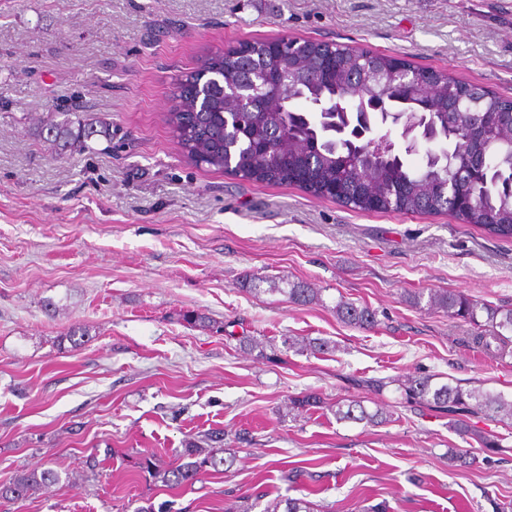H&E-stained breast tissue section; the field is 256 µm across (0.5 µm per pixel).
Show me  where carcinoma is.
I'll return each instance as SVG.
<instances>
[{"instance_id":"cac0c4a2","label":"carcinoma","mask_w":512,"mask_h":512,"mask_svg":"<svg viewBox=\"0 0 512 512\" xmlns=\"http://www.w3.org/2000/svg\"><path fill=\"white\" fill-rule=\"evenodd\" d=\"M391 66L387 56L363 54L349 47L327 42H306L305 48L285 43L284 50H274L262 41L252 45L249 55L241 58L238 70L225 73L224 55L210 53L200 58L198 66L177 87L178 105L169 114L178 143L195 164H204L243 178L266 183H288L299 170L302 187L318 198H332L358 210L377 208L405 214L448 212L464 224H470L502 239H512V100L487 90L477 89L483 98L480 106L496 129L501 143L492 145L491 158L483 157V141L473 132L476 120L465 106L447 103L437 123L439 136L465 145L467 158L447 168L428 150L417 168L407 163H388L371 174L341 171L343 145L336 136L316 137L317 123L306 121L310 113L283 112L280 102L288 105L303 100L309 104L320 98L335 97L338 102L354 98L363 68ZM407 74L387 85L367 88L370 93H388L406 100L416 93L423 79L433 80V92L442 99L455 79L444 72L407 65ZM266 70L271 77L284 81L275 97L246 96L248 74ZM64 120H51L37 130V136L49 143L57 154L88 149V142L102 137L112 141V123L81 115L79 105L70 104L62 112ZM270 292L287 296L294 304L305 305L320 300V290L303 282H290L281 288L270 281ZM429 303L473 325V340L484 351L499 358L512 356V308L502 309L474 299L462 292H432ZM336 315L346 324L362 329L376 323L375 313L366 306L339 300ZM282 344L298 353L326 354L336 345L322 338L285 336ZM408 403L453 414L482 413L495 420L512 421V398L480 388L464 389L451 383L435 384L429 376H410L399 383ZM322 398L313 392L289 400L288 412L317 408ZM336 420L379 426L390 415L379 406L370 409L363 398L338 399ZM224 440V433L211 431L184 441L181 463L165 470L168 486L192 485L202 476L220 472L235 456H218L214 444ZM53 469L30 470L0 484V501L16 504L24 501L36 487L58 482ZM265 512H311L303 498L278 499Z\"/></svg>"}]
</instances>
